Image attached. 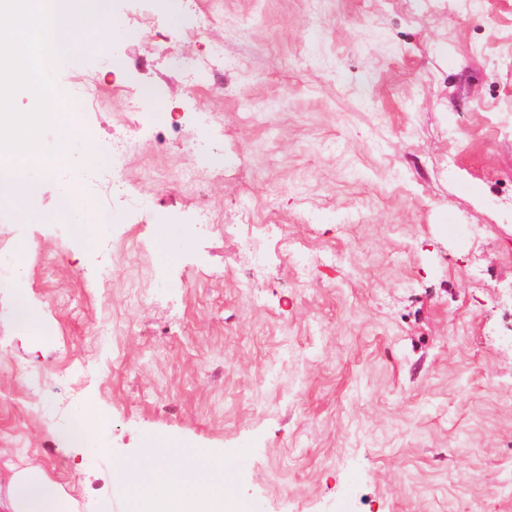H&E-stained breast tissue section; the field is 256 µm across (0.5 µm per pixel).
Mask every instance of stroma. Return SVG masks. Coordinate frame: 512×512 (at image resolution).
Instances as JSON below:
<instances>
[{
  "label": "stroma",
  "mask_w": 512,
  "mask_h": 512,
  "mask_svg": "<svg viewBox=\"0 0 512 512\" xmlns=\"http://www.w3.org/2000/svg\"><path fill=\"white\" fill-rule=\"evenodd\" d=\"M172 2L115 4L157 19L109 37L120 73L90 57L54 75L111 90L83 108L102 152L145 84L217 115L203 155L168 129L138 144L124 192L153 207L114 211L110 279L85 214L59 211L77 157L35 213L0 202V259L28 267L0 288V485L36 466L76 512H130L112 472L154 437L251 453L235 481L262 512H512V0H223L197 36L205 0ZM174 40L224 45L188 101ZM248 219L302 251L247 254L224 227ZM163 224L182 239L162 244ZM21 300L51 335L20 333ZM99 366L75 391L61 376ZM91 405L108 422L65 439L60 420Z\"/></svg>",
  "instance_id": "35a3bbf8"
}]
</instances>
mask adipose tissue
Masks as SVG:
<instances>
[{
    "label": "adipose tissue",
    "mask_w": 512,
    "mask_h": 512,
    "mask_svg": "<svg viewBox=\"0 0 512 512\" xmlns=\"http://www.w3.org/2000/svg\"><path fill=\"white\" fill-rule=\"evenodd\" d=\"M122 467L140 475L129 493L134 512H250L243 498L224 493L222 479L232 467L224 454L209 455L198 464L187 461L182 449L169 448L151 469L137 459ZM65 496L62 486L29 467L12 474L8 491L0 493V512H55Z\"/></svg>",
    "instance_id": "1"
}]
</instances>
